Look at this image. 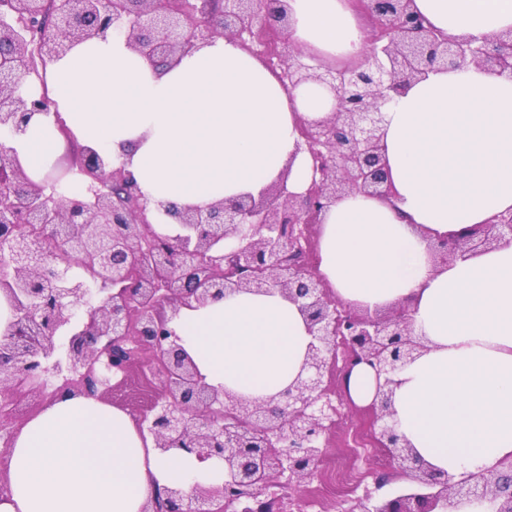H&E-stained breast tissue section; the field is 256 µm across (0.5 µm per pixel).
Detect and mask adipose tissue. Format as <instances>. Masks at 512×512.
<instances>
[{"label":"adipose tissue","mask_w":512,"mask_h":512,"mask_svg":"<svg viewBox=\"0 0 512 512\" xmlns=\"http://www.w3.org/2000/svg\"><path fill=\"white\" fill-rule=\"evenodd\" d=\"M290 48L331 64L365 61L355 0H287ZM448 35L512 31V0H414ZM52 105L0 148L35 183L61 150L59 125L129 171L153 202L180 210L259 196L312 176L302 124L334 106L308 84L286 90L236 39L218 36L171 67L124 36L74 45L45 71ZM390 197L348 194L322 213L318 271L364 310L406 306L428 349L398 370L392 420L419 461L455 480L512 458V241L435 266L432 242L512 211V80L469 66L433 69L384 105ZM170 326L211 387L265 399L296 378L311 337L278 292L181 308ZM0 512H142L170 488L224 480L222 460L160 455L124 410L62 391L15 432Z\"/></svg>","instance_id":"obj_1"}]
</instances>
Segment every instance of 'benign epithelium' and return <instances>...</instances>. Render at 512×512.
Returning a JSON list of instances; mask_svg holds the SVG:
<instances>
[{"label": "benign epithelium", "instance_id": "7a95c632", "mask_svg": "<svg viewBox=\"0 0 512 512\" xmlns=\"http://www.w3.org/2000/svg\"><path fill=\"white\" fill-rule=\"evenodd\" d=\"M370 22V55L359 64L332 68L300 51L279 52L282 84L293 90L314 82L335 98L333 113L302 126L313 177L301 194L276 183L259 198L243 196L206 209L177 213L182 233L157 251L159 236L146 213L150 201L122 167L105 171L93 150H83L79 172L90 178L87 192L62 197L32 182L19 162L0 152V291L14 319L0 335V393L15 396L35 377L30 392L45 395L50 376L78 377L70 389L103 397L109 374H127L147 364L159 367V396L147 432L159 454L185 450L200 459L224 461V484L198 487L184 497L170 488L165 501L144 512H224L239 504L263 506L276 474L301 482L323 454L322 440L337 408L329 397L333 361L348 351L342 370L347 383L365 364L384 375L371 410L377 447L387 449L412 473L406 491L361 512H512V473L472 474L453 480L419 464L413 448L390 423V374L425 350L413 334L408 309L390 316L361 314L335 301L323 278L302 262L306 226L340 197L389 195L383 155L382 107L406 87L442 67L470 65L512 79V31L492 38L449 37L413 9L412 0H358ZM288 27L281 0H0V129L16 131L49 98L18 91L20 80L64 55L74 44L124 32L129 46L157 66L224 35L252 49L261 30L279 37ZM36 226L81 265L103 272L94 284L53 290L54 301L29 288L55 283L66 271L46 262L43 250L25 238L4 237L13 224ZM512 240V212L493 217L430 247L441 263ZM277 291L296 304L312 336L294 381L268 400H250L209 387L178 344L169 323L182 306L204 305L238 292Z\"/></svg>", "mask_w": 512, "mask_h": 512}]
</instances>
